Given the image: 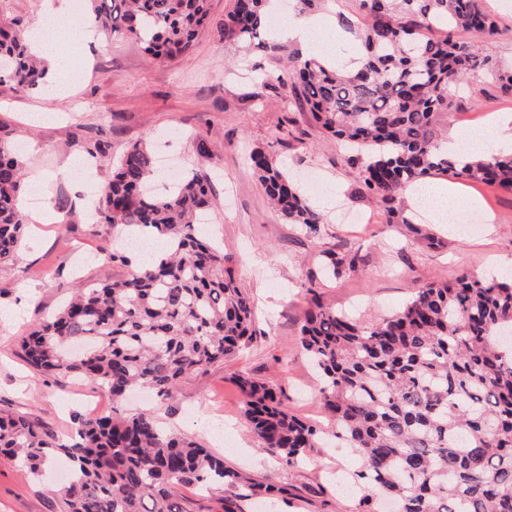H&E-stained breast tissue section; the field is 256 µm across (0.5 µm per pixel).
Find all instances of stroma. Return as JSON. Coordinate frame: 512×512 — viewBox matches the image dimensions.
<instances>
[{
  "mask_svg": "<svg viewBox=\"0 0 512 512\" xmlns=\"http://www.w3.org/2000/svg\"><path fill=\"white\" fill-rule=\"evenodd\" d=\"M232 3L210 0V20L186 56L161 61L134 37L99 33L73 63L65 94L53 98L0 81V135L22 146L25 172L38 174L34 186L42 194L34 209L29 191L21 192L27 234L15 261L0 266V409L32 416L68 437L105 396L83 378L35 371L21 350L30 328L79 282L128 273L122 263L104 262L115 231L89 219L86 188L67 175L81 163L83 145L104 144L91 164L103 187L116 160L137 142L154 151L161 170L194 167L191 135L200 131L218 151L212 176L220 204L202 233L223 243L226 267L252 297L255 336L235 355L182 378L171 400L136 392L124 406L151 411L166 429L210 448L252 482L281 487L278 497L246 501L245 512H354V496L336 485L337 474L359 465L351 449L330 439L307 449L296 467L272 457L246 426L236 378L270 384L298 418L330 429L319 405L320 380L299 341L310 297L370 321L431 282L512 273V195L452 179L448 185L460 199L478 202V214L494 215V223L463 233L460 225L413 210L405 192L395 205L408 223H387L383 205L362 189L359 166L348 163L347 150L318 127L294 92L255 85V66L274 71L283 62L225 39L220 24ZM482 4L500 33L475 42L494 62L510 64L512 0ZM478 87L477 95L456 99L448 138L487 126L490 115L512 113V93L495 78L482 76ZM254 148L286 163L296 178L313 174L324 183V193L310 199L324 219L318 234L286 223L272 208L249 162ZM330 250L355 258V268L324 277ZM65 467L64 460L54 461L42 481L21 459L0 458V512H57L51 490Z\"/></svg>",
  "mask_w": 512,
  "mask_h": 512,
  "instance_id": "1",
  "label": "stroma"
}]
</instances>
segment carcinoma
Segmentation results:
<instances>
[{
	"mask_svg": "<svg viewBox=\"0 0 512 512\" xmlns=\"http://www.w3.org/2000/svg\"><path fill=\"white\" fill-rule=\"evenodd\" d=\"M102 32L131 35L156 58L188 54L209 15V0H86ZM270 0H233L224 37L261 41ZM364 22L343 12L336 25L358 47L344 70L322 57L288 56V66L256 80L298 91L321 128L357 147L362 187L386 205L387 220L410 223L393 203L409 185L448 176L512 194V154L448 158L438 139L455 93L489 70L470 34L493 37L498 26L480 0H360ZM46 70L20 33L0 29V79L44 84ZM197 165L166 195L151 187L154 158L135 143L93 204L102 224L160 239L165 251L126 278L80 285L56 313L25 337L21 350L35 370L80 376L118 400L135 387L164 401L185 375L224 360L248 344L253 304L225 267L224 246L200 235L211 206L208 164L214 150L194 135ZM266 196L289 224L315 234L322 214L266 151L250 154ZM22 154L0 137V264L13 261L25 218L18 195ZM512 276L462 275L419 289L391 315L360 322L313 300L300 342L322 378L323 412L332 436L361 458L350 483L355 512H512ZM242 411L266 452L289 466L317 447L320 431L293 415L276 391L237 378ZM77 439L43 429L28 415L0 416V454H22L36 478L50 459L69 462L71 480L52 494L58 512H187L176 489L200 483L220 493L222 512H242L248 496L271 495L224 466L186 436H174L146 410L118 406L79 422ZM243 489L224 495V486Z\"/></svg>",
	"mask_w": 512,
	"mask_h": 512,
	"instance_id": "obj_1",
	"label": "carcinoma"
}]
</instances>
